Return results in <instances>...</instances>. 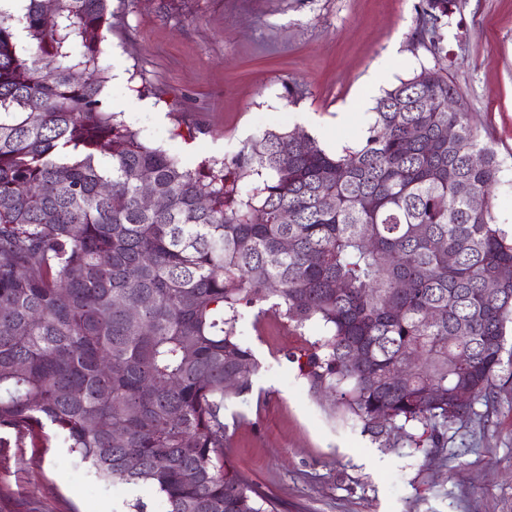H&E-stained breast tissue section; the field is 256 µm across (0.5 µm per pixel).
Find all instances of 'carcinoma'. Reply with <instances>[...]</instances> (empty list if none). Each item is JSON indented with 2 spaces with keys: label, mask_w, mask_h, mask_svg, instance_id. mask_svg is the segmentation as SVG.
<instances>
[{
  "label": "carcinoma",
  "mask_w": 512,
  "mask_h": 512,
  "mask_svg": "<svg viewBox=\"0 0 512 512\" xmlns=\"http://www.w3.org/2000/svg\"><path fill=\"white\" fill-rule=\"evenodd\" d=\"M457 7L419 0L433 65L384 92L358 147L266 129L201 171L106 108L108 0H27L22 38L0 9V429L46 447L49 425L168 512H277L224 458V401L258 367L235 326L263 302L322 324L299 370L376 437L435 444L494 402L512 235L491 212L501 162L448 74Z\"/></svg>",
  "instance_id": "1"
}]
</instances>
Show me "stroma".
Listing matches in <instances>:
<instances>
[{
  "mask_svg": "<svg viewBox=\"0 0 512 512\" xmlns=\"http://www.w3.org/2000/svg\"><path fill=\"white\" fill-rule=\"evenodd\" d=\"M416 3L110 0L109 109L193 169L268 128L357 147L373 110L335 128L322 120L356 102L375 69L384 90L429 63L412 46ZM444 32L454 80L502 164L494 221L512 232V0H459ZM292 84L306 91L295 104ZM236 334L259 369L224 403V454L279 512H512V380L497 377V403L476 404L429 452L397 432L372 436L313 392L296 358L323 337L319 325L246 308ZM138 500L167 512L148 488L99 481L61 440L44 448L0 429V512H129Z\"/></svg>",
  "mask_w": 512,
  "mask_h": 512,
  "instance_id": "stroma-1",
  "label": "stroma"
}]
</instances>
